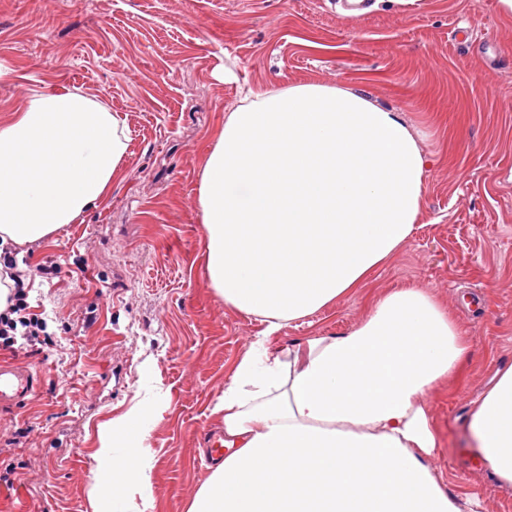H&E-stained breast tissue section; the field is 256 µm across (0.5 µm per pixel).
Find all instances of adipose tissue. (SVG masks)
<instances>
[{
    "label": "adipose tissue",
    "mask_w": 512,
    "mask_h": 512,
    "mask_svg": "<svg viewBox=\"0 0 512 512\" xmlns=\"http://www.w3.org/2000/svg\"><path fill=\"white\" fill-rule=\"evenodd\" d=\"M125 117L80 88L28 89L0 122V241L33 244L80 223L127 151ZM429 160L405 119L363 92L316 82L252 92L224 116L197 191L210 284L260 318L224 383V459L189 512H477L433 465L430 391L470 349L436 297L397 288L339 336L288 349L271 337L353 294L421 212ZM478 462L512 485V365L468 417ZM140 408L100 435L112 512H151ZM383 483L366 493L362 474ZM289 480L270 491V475Z\"/></svg>",
    "instance_id": "obj_1"
}]
</instances>
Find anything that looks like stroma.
<instances>
[{"label":"stroma","mask_w":512,"mask_h":512,"mask_svg":"<svg viewBox=\"0 0 512 512\" xmlns=\"http://www.w3.org/2000/svg\"><path fill=\"white\" fill-rule=\"evenodd\" d=\"M486 44L462 53L453 28ZM0 121L33 84L77 86L126 114L123 174L82 223L7 243L28 314L45 333L18 350L35 397L0 412V512H92L99 434L139 402L154 512H188L208 477L224 382L254 316L210 285L197 188L224 115L257 87L343 85L400 112L431 160L411 237L356 294L272 337L279 348L348 332L382 294L438 298L471 349L428 403L435 465L480 512H512V486L477 463L465 422L495 371L512 364V17L498 0H373L350 17L335 0H0Z\"/></svg>","instance_id":"obj_1"}]
</instances>
